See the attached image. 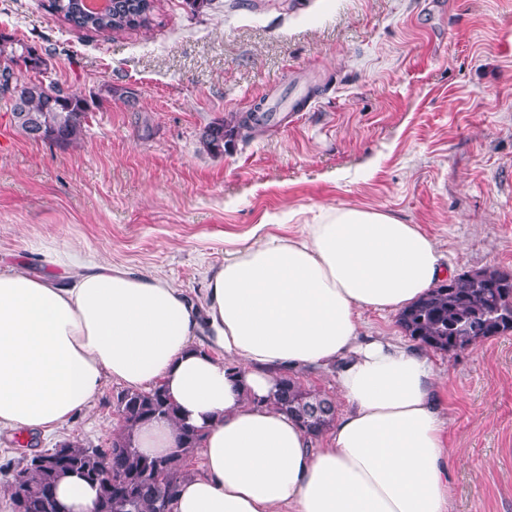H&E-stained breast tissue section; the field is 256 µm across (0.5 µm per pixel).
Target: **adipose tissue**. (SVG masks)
I'll use <instances>...</instances> for the list:
<instances>
[{"label": "adipose tissue", "mask_w": 512, "mask_h": 512, "mask_svg": "<svg viewBox=\"0 0 512 512\" xmlns=\"http://www.w3.org/2000/svg\"><path fill=\"white\" fill-rule=\"evenodd\" d=\"M441 258L417 225L324 206L296 237L231 252L197 304L159 276L49 250L44 275L0 273V429L44 435L105 381L160 383L178 418L136 426L138 450L179 459L178 419L203 430L201 469L172 512H453L429 352L359 325L360 311L425 295ZM283 367L333 370L344 407L321 439L269 404ZM56 497L64 512H93L98 489L70 475Z\"/></svg>", "instance_id": "ef3b65f1"}]
</instances>
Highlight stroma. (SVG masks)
I'll list each match as a JSON object with an SVG mask.
<instances>
[{
    "mask_svg": "<svg viewBox=\"0 0 512 512\" xmlns=\"http://www.w3.org/2000/svg\"><path fill=\"white\" fill-rule=\"evenodd\" d=\"M156 25L69 30L45 0H0V32L46 54L52 79L97 101L77 143L29 139L0 97V269L47 268L72 246L204 294L259 225L298 233L327 205L381 209L432 237L453 274L512 272V0H159ZM306 96L223 154L212 122ZM448 419L454 512H512V334L433 352ZM108 381L94 403L0 466L71 440L109 447Z\"/></svg>",
    "mask_w": 512,
    "mask_h": 512,
    "instance_id": "obj_1",
    "label": "stroma"
}]
</instances>
